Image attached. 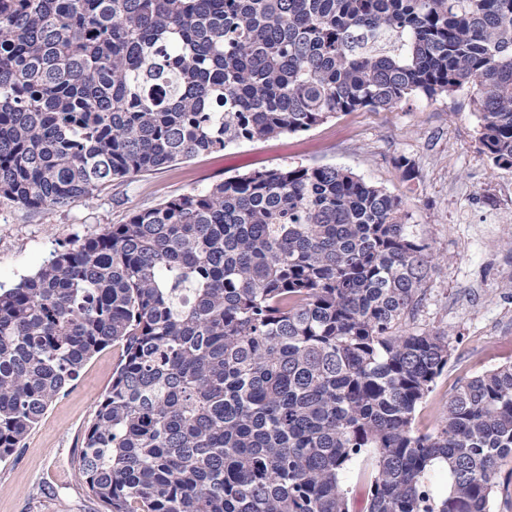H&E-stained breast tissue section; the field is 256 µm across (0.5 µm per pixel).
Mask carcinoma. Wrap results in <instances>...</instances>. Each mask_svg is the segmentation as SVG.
Instances as JSON below:
<instances>
[{
  "label": "carcinoma",
  "mask_w": 512,
  "mask_h": 512,
  "mask_svg": "<svg viewBox=\"0 0 512 512\" xmlns=\"http://www.w3.org/2000/svg\"><path fill=\"white\" fill-rule=\"evenodd\" d=\"M468 87L512 168V0H0V199L114 181L339 112ZM402 197L276 167L165 198L0 287V461L85 363L120 348L78 471L107 512H490L512 457V363L419 406L443 333L400 329L430 246ZM448 477L436 496L429 475ZM370 473V460L368 456L364 455L354 458L344 473L343 483L346 487L353 490L351 497L356 502L353 509L355 511L352 512H364L359 510L361 509L362 501L366 497V486Z\"/></svg>",
  "instance_id": "cac0c4a2"
}]
</instances>
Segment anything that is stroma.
Returning a JSON list of instances; mask_svg holds the SVG:
<instances>
[{"instance_id":"obj_1","label":"stroma","mask_w":512,"mask_h":512,"mask_svg":"<svg viewBox=\"0 0 512 512\" xmlns=\"http://www.w3.org/2000/svg\"><path fill=\"white\" fill-rule=\"evenodd\" d=\"M415 168L404 181L400 159ZM344 168L402 196L436 257L425 295L402 322L452 339L448 366L415 421L434 433L455 389L512 362V168L480 150L471 93L411 97L389 111L337 114L296 134L247 141L112 183L86 204L23 210L0 201V285L34 274L58 245L124 223L163 198L272 167ZM118 347L91 357L10 458L0 462V512H105L77 470L85 429L112 383Z\"/></svg>"}]
</instances>
